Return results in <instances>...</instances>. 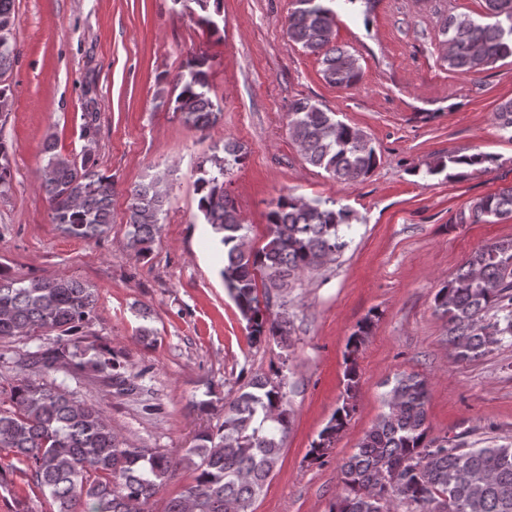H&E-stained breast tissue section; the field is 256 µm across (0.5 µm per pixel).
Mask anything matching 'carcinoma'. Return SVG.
I'll return each instance as SVG.
<instances>
[{"label":"carcinoma","mask_w":512,"mask_h":512,"mask_svg":"<svg viewBox=\"0 0 512 512\" xmlns=\"http://www.w3.org/2000/svg\"><path fill=\"white\" fill-rule=\"evenodd\" d=\"M198 21L218 29L222 0H190ZM333 0H294L288 16L289 39L320 60L324 80L350 88L361 79L357 59L333 44ZM485 23L450 15L444 28L448 68L480 74L512 57V0H484ZM18 28L14 0H0V119L8 116L13 90L7 83L16 62L12 40ZM208 58L187 62V73L169 100L173 111L204 132L220 108L209 96ZM494 119L512 140V99L501 103ZM288 131L305 161L333 179L354 184L376 166L378 157L360 130L335 118L307 98L294 100ZM48 176L41 189L53 223L68 236L98 240L112 228V178L87 153L81 162L44 147ZM245 149L227 142L223 156L202 160L194 190L202 223L224 248L220 271L224 288L247 321L250 342L288 335V319L271 317L260 305L257 273L271 288H286L307 271L334 260L348 245L353 214L343 205L323 207L293 195H281L267 213L266 242L248 245L246 226L224 178L243 162ZM495 157L485 153L454 156L428 169L485 171ZM12 180L8 146L0 140V190ZM126 247L146 257L160 228L167 197L166 177L155 175L128 191ZM512 216V186L480 198L455 219L457 224L495 223ZM436 309L448 317V346L455 359L473 361L489 349L512 341V239L483 245L459 271L441 284ZM95 290L74 279H16L0 267V339L55 332V346L36 354L41 370L73 367L115 393L130 396L139 385L124 362L78 332L95 310ZM371 321L349 336L345 354V397L314 442L310 455H324L354 413L359 385L357 357ZM280 371L253 376L224 404V421L196 436V444L173 455L161 448L130 447L112 432L104 411L59 388L23 378L11 390L12 408H0V453L23 462L34 484L49 496L53 512H149L151 499L172 473L187 464L197 471L195 484L169 500L165 512H248L277 466L290 410ZM429 382L417 374L395 380L386 411L364 434L357 450L340 464L344 492L330 512H512V442L483 446L432 437L427 422Z\"/></svg>","instance_id":"obj_1"}]
</instances>
